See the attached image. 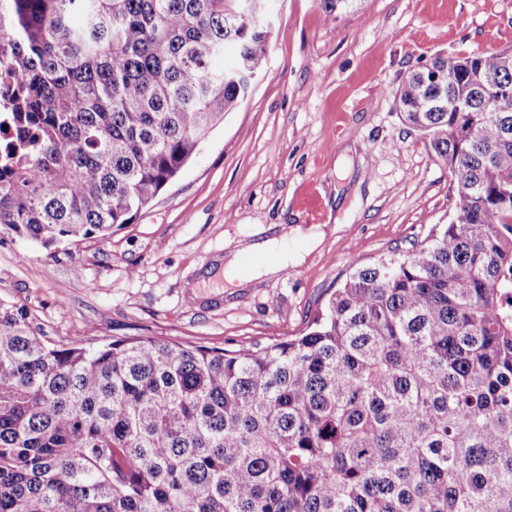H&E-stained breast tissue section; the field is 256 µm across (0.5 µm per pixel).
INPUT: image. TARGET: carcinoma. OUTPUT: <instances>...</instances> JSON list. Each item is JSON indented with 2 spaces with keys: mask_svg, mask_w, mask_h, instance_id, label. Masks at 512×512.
Here are the masks:
<instances>
[{
  "mask_svg": "<svg viewBox=\"0 0 512 512\" xmlns=\"http://www.w3.org/2000/svg\"><path fill=\"white\" fill-rule=\"evenodd\" d=\"M265 2L0 0V227L133 223L247 94ZM398 107L461 220L297 336L60 346L0 301V512H512V53L434 55Z\"/></svg>",
  "mask_w": 512,
  "mask_h": 512,
  "instance_id": "1",
  "label": "carcinoma"
}]
</instances>
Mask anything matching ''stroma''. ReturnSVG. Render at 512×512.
Masks as SVG:
<instances>
[{
	"label": "stroma",
	"instance_id": "stroma-1",
	"mask_svg": "<svg viewBox=\"0 0 512 512\" xmlns=\"http://www.w3.org/2000/svg\"><path fill=\"white\" fill-rule=\"evenodd\" d=\"M261 74L135 219L50 248L0 229V300L56 343L151 337L242 349L305 330L348 277L457 217L447 167L401 119L404 76L433 55L512 50V0H268ZM290 234L300 264L237 288L206 269ZM323 238L312 250L305 236Z\"/></svg>",
	"mask_w": 512,
	"mask_h": 512
}]
</instances>
